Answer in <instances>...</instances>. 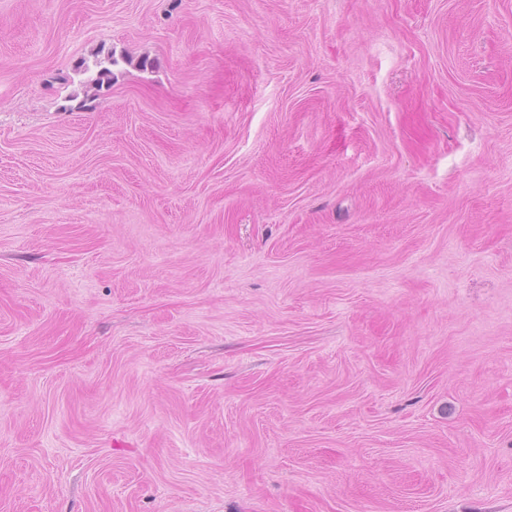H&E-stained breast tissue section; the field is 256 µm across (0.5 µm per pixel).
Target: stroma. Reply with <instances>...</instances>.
Instances as JSON below:
<instances>
[{"label": "stroma", "instance_id": "35a3bbf8", "mask_svg": "<svg viewBox=\"0 0 512 512\" xmlns=\"http://www.w3.org/2000/svg\"><path fill=\"white\" fill-rule=\"evenodd\" d=\"M0 512H512V0H0ZM118 61L113 57L112 54H108L103 60H99L97 63L99 69L95 73V75H91L88 77L86 81L85 87L88 88L86 90L85 97L89 98L90 96H94L93 99H96V96L101 91L103 86L106 84V87L110 85L112 78V67L116 65Z\"/></svg>", "mask_w": 512, "mask_h": 512}]
</instances>
